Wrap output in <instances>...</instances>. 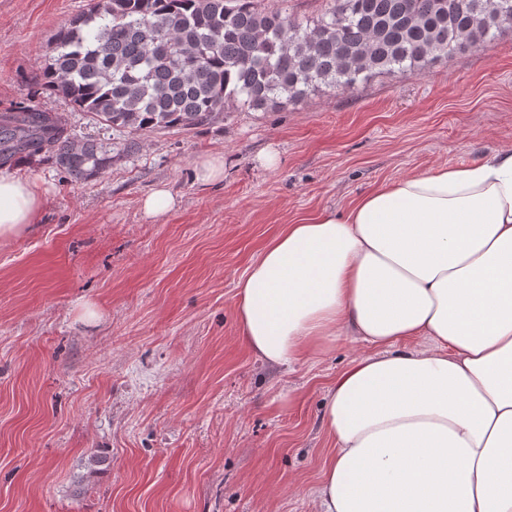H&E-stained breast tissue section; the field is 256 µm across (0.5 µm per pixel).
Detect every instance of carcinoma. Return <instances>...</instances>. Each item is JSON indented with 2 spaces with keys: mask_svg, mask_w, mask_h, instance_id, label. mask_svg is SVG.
<instances>
[{
  "mask_svg": "<svg viewBox=\"0 0 512 512\" xmlns=\"http://www.w3.org/2000/svg\"><path fill=\"white\" fill-rule=\"evenodd\" d=\"M260 3L95 0L54 34L42 79L120 134L190 131L230 106L265 112L321 87L344 93L376 74L424 71L512 27V0H330L310 25ZM134 145H75L39 106L0 115V167L43 155L81 182Z\"/></svg>",
  "mask_w": 512,
  "mask_h": 512,
  "instance_id": "cac0c4a2",
  "label": "carcinoma"
}]
</instances>
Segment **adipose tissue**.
I'll return each instance as SVG.
<instances>
[{
  "mask_svg": "<svg viewBox=\"0 0 512 512\" xmlns=\"http://www.w3.org/2000/svg\"><path fill=\"white\" fill-rule=\"evenodd\" d=\"M41 202L0 171V237ZM237 288L269 365L370 348L327 390L317 512H512V146L285 225Z\"/></svg>",
  "mask_w": 512,
  "mask_h": 512,
  "instance_id": "ef3b65f1",
  "label": "adipose tissue"
}]
</instances>
